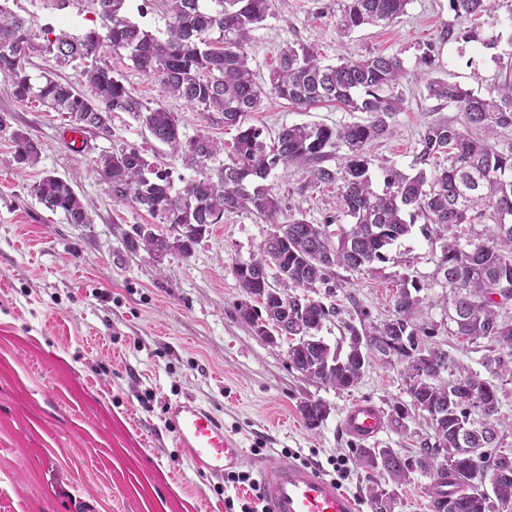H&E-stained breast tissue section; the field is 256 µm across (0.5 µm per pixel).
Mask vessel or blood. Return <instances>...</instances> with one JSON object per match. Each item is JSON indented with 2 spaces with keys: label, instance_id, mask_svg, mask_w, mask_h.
<instances>
[{
  "label": "vessel or blood",
  "instance_id": "obj_1",
  "mask_svg": "<svg viewBox=\"0 0 512 512\" xmlns=\"http://www.w3.org/2000/svg\"><path fill=\"white\" fill-rule=\"evenodd\" d=\"M171 420L180 447L197 468L219 476L244 461L245 449L225 433L223 421L211 410L180 403L172 409ZM341 427L353 440L365 442L383 431L384 422L376 407L358 403L347 410ZM254 469L267 512H358L357 501L314 466L261 460Z\"/></svg>",
  "mask_w": 512,
  "mask_h": 512
}]
</instances>
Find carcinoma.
Instances as JSON below:
<instances>
[{
  "instance_id": "obj_1",
  "label": "carcinoma",
  "mask_w": 512,
  "mask_h": 512,
  "mask_svg": "<svg viewBox=\"0 0 512 512\" xmlns=\"http://www.w3.org/2000/svg\"><path fill=\"white\" fill-rule=\"evenodd\" d=\"M98 6L101 29L81 37L66 32L54 38H39L25 21L0 2V76L7 79L19 102L37 101L56 112H64L77 127L91 126L112 134L108 122L112 113L127 112L158 142L181 153L204 169L201 178L173 190L169 172L150 163L141 151L131 148L109 151L93 160V170L112 188L116 199L131 201L161 224H187L180 248L191 255L194 245L211 225L219 224L224 213L249 210L275 220L279 200L257 180H266L278 166L300 163L307 167L311 182L332 184L343 181V210L351 223L327 231L325 224H313L294 215L280 224V237L266 239L251 258L255 271L237 277L250 298L262 295L257 279L268 269L276 279L292 288L313 289L327 280L334 266L352 271L385 259L389 246L408 235L407 218L422 216L435 225L443 245L439 271L448 284V304L459 311L451 319L453 333L471 340L492 342L494 356H486L489 373L511 376L512 322L501 310L512 305V144L497 149L499 130L512 129V80L506 79L486 96L456 83L432 77L436 51L429 43L422 48L414 77L425 83L428 97L456 106L464 116L457 128L446 122L428 125L420 138L415 163L427 165L443 156L448 166L427 176L419 170L407 176L385 167L387 189L379 194L372 188L371 160L367 147L389 132V120L401 109L395 88L408 77L400 53L376 54L362 59L343 57L336 64H323L317 52L304 44L283 48L279 64L269 75L268 89L255 80L245 47L251 32L269 15L271 0H161L167 21L156 36L131 22L125 15L126 0H93ZM455 15L470 23L464 39L490 44L483 36L485 20L497 19L500 0H448ZM410 0H343L337 26L349 34L364 26L388 24L406 13ZM128 53L134 66L154 77L162 91L191 107L220 115L226 126L239 127L229 162L219 160L224 144L205 134L182 141L179 119L159 104L150 107L136 99L112 68L102 62L106 49ZM45 54L57 66L83 63L82 76L93 92L90 97L43 71L30 70L32 54ZM301 108L333 102L349 112H364L368 119L340 127L294 124L281 129L267 145L258 128L243 127L247 113L258 109L266 93ZM13 161L33 166L38 162L37 144L25 133L9 135ZM346 147L343 167L327 165L336 149ZM33 193L51 211H61L69 224H88L85 205L71 183L48 174L36 182ZM492 221L480 239L460 242L457 228L463 224ZM419 299L408 287L395 298V318L366 332L377 336H413L411 318ZM240 318L251 328L262 321L265 310L242 302ZM335 308L318 300L288 297L289 327L294 336L310 340L291 349V367L304 378L336 389L358 384L372 355L373 344L342 352L312 338ZM448 366L460 368L474 392L484 396L489 411L476 413L469 395L443 389L422 381L407 387L411 404L441 418L433 423L434 442H425L415 455L405 457L392 448H354L357 466L376 472L401 485L415 473L446 483L454 490L432 501L433 512H496L495 496L512 503V465L509 477L501 476L494 454L500 447L497 417L498 389L492 382L468 372L448 357ZM308 426L316 427L327 416L320 400L300 404ZM480 452L474 469L460 468L458 449ZM444 458L438 463V458ZM375 512H390L392 494L377 484L369 489Z\"/></svg>"
}]
</instances>
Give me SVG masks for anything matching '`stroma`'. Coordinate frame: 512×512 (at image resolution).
Listing matches in <instances>:
<instances>
[{
    "instance_id": "35a3bbf8",
    "label": "stroma",
    "mask_w": 512,
    "mask_h": 512,
    "mask_svg": "<svg viewBox=\"0 0 512 512\" xmlns=\"http://www.w3.org/2000/svg\"><path fill=\"white\" fill-rule=\"evenodd\" d=\"M7 6L39 35L63 29L80 36L101 24L92 0H8ZM336 10V0H272L247 47L258 81L267 82L281 49L295 43L314 47L326 64L398 51L412 72L421 45L433 42L434 77L480 95L512 74V0H501L495 23L486 26L488 47L464 41L465 26L448 0H410L395 22L348 35L336 25ZM104 60L134 97L174 112L183 139L206 134L232 143L235 128L164 97L158 81L135 68L125 51L107 52ZM398 93L403 105L389 133L368 148L379 193L386 189L383 167L415 174L425 126L464 121L456 107L427 98L422 83L404 81ZM0 117L40 148L36 166L20 167L11 161L8 139L0 138V512H241L254 491L238 487L233 505H226L223 477L200 472L176 440L168 408L189 399L213 409L240 440L249 457L240 469L248 474L256 459L297 458L336 479L331 459L350 458L355 446L340 423L357 402L382 413L375 446L412 455L431 438L432 422L411 407L400 365L372 359L355 387L337 390L291 368L287 339L269 343L240 319L245 296L233 267L267 238L272 226L264 217L225 214L187 257L160 260L128 248L126 237L152 218L114 199L91 171L92 161L136 148L170 173L175 188L202 174L128 113L113 114L111 136L82 132L74 151L65 139L72 128L67 115L16 101L0 78ZM364 118L333 103L301 109L269 94L245 123L271 141L295 123L336 127ZM48 173L73 181L90 223H67L40 203L33 186ZM266 184L280 201L279 221L295 214L316 224L331 217L350 222L340 184H311L304 166L274 170ZM443 244L436 226L416 219L384 261L360 272L334 268L328 283L296 294L337 308L321 335L345 347L347 325L384 324L394 314L397 290L413 284L420 346L448 351L467 370L485 374L489 341L454 335L448 322L449 289L437 273ZM308 398L329 409L314 428L299 412ZM397 404L408 409L398 422Z\"/></svg>"
}]
</instances>
